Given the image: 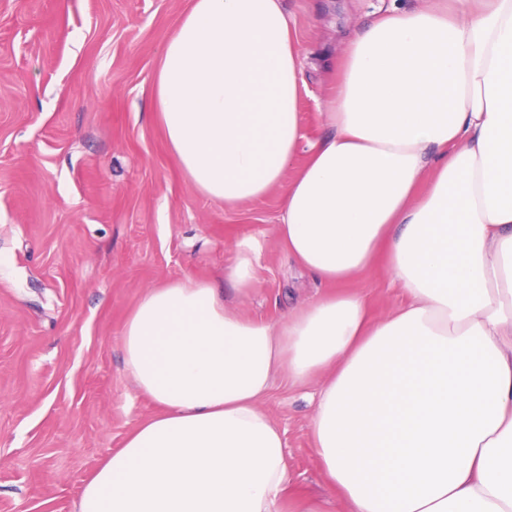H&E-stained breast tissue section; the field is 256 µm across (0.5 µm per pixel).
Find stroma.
Wrapping results in <instances>:
<instances>
[{
	"instance_id": "1",
	"label": "stroma",
	"mask_w": 512,
	"mask_h": 512,
	"mask_svg": "<svg viewBox=\"0 0 512 512\" xmlns=\"http://www.w3.org/2000/svg\"><path fill=\"white\" fill-rule=\"evenodd\" d=\"M192 0H0V512H76L85 484L158 406L124 363L123 326L147 289L206 281L244 317L275 321L327 293L276 235L281 191L236 209L198 192L154 108L162 49ZM380 0H283L304 49V132L325 133L326 52ZM258 248L238 298L224 266ZM373 314L403 299L375 264L343 286ZM316 375L275 377L282 512H345L325 486L310 425Z\"/></svg>"
}]
</instances>
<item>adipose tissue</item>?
<instances>
[{
	"mask_svg": "<svg viewBox=\"0 0 512 512\" xmlns=\"http://www.w3.org/2000/svg\"><path fill=\"white\" fill-rule=\"evenodd\" d=\"M302 47L281 0H193L155 106L171 154L225 208L283 189L276 233L326 284L384 261L405 302L323 295L276 322L191 279L148 289L122 346L160 412L78 512H280L291 480L263 404L326 378L311 424L346 512H512V0L379 12L329 67L328 133L301 147ZM256 249L224 272L250 294Z\"/></svg>",
	"mask_w": 512,
	"mask_h": 512,
	"instance_id": "ef3b65f1",
	"label": "adipose tissue"
}]
</instances>
